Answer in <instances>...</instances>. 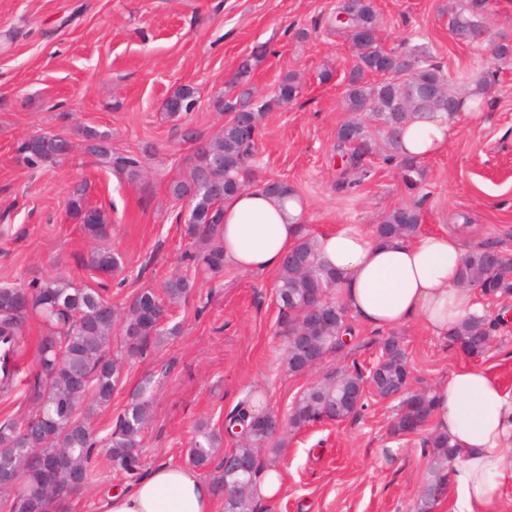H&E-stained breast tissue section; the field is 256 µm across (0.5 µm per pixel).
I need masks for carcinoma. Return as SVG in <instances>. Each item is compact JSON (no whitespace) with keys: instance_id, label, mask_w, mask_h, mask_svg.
<instances>
[{"instance_id":"cac0c4a2","label":"carcinoma","mask_w":512,"mask_h":512,"mask_svg":"<svg viewBox=\"0 0 512 512\" xmlns=\"http://www.w3.org/2000/svg\"><path fill=\"white\" fill-rule=\"evenodd\" d=\"M496 7V0H458L448 19L449 31L455 34L485 26ZM327 23L351 43L355 56L342 100L344 110L353 117L344 121L336 133V156L340 159L336 191L347 194L370 179L372 158L376 156L397 168L407 189H417L424 170L421 163L401 155V130L424 112L444 111L446 100L458 103L456 91H451L445 100L428 93L444 74L427 47L411 40L388 51L381 46L374 0H342ZM489 52L497 62H512V41H495ZM264 56L265 49L257 46L242 61L229 80L224 97L216 101L217 107L228 114L224 126L209 137L191 133L194 151L179 177L168 184L173 200L188 203L184 234L191 249L185 252L184 260L212 275L224 271L223 214L209 184L219 183L224 198L246 187L272 195L288 190V184L281 181L255 183L249 168L265 112L272 104L290 102L299 93L292 73L279 82L272 99L260 105L255 102L249 81ZM495 77L496 71L485 69L484 59L479 56L473 64L456 70L448 82L451 87L467 89L475 85L485 91ZM169 98L183 105L181 113L166 111L171 118L190 112L196 102L195 91L189 86L177 88ZM84 140V151L102 169L130 179L142 173V159L129 152L112 151L106 136L88 131ZM72 148L70 140L52 135L33 148L24 141L18 152H29L28 165L35 168L70 156ZM86 191L83 184L73 189L69 214L90 238L103 241L109 237L110 224L104 211L87 203ZM421 223L416 206H402L386 212L375 230L382 238L412 236L419 232ZM88 266L110 277L121 268L120 257L102 246L91 252ZM334 281L335 275L318 261L315 235L305 233L285 259L276 284L281 302L280 330L292 337L288 343V367L294 373H305L327 354L340 350L343 344L339 337L355 338L356 329L344 308L331 297ZM460 281L486 296L511 295L512 258L503 256L494 246L471 251L464 259ZM194 288L196 278L190 274L171 277L165 281L164 295L144 288L128 308L120 310L97 289L79 286L63 276L0 287V341L12 352L22 353L28 318L35 317L44 326L36 360L32 411L18 422L0 426V464L10 468L19 485L12 505L16 512H68L69 506L48 495L29 493L44 480L37 469V458L64 451V463L54 472L52 481L75 483L81 489L88 486L98 440L93 438L87 418L75 414L76 407L83 405L89 413L112 400L123 379L125 360L147 354L162 337L176 333L177 327L167 324L168 308L186 300ZM116 334L123 336L124 353L114 357L111 349ZM450 342L472 357L481 356L491 347L490 323L484 317H471L457 327ZM383 348L386 356L372 386L384 398L403 395L392 431L406 435L427 425L433 412L432 399L425 391L405 393L409 381L405 351L393 339L385 341ZM153 384L151 377L141 381L131 402L117 415L103 445L110 464L128 475L141 468L138 448L149 417L144 395ZM364 389L361 372L343 370L308 388L294 405L292 420L305 424L323 416L336 421L346 419L363 408L360 400ZM271 415L273 412L266 407L248 408L229 417L225 424L231 436L236 435V425L243 426L245 439L229 455L246 463L247 468H230L220 460L214 489L222 495L224 485L232 486V493L224 499V512H255L253 488L261 468L260 452L278 447L270 442L267 432V417ZM221 443L220 433L200 423L189 449L190 462L200 469L209 467ZM427 447L431 448L432 479L424 487L421 512H431L438 505L439 498L432 489L447 487L442 471L454 457L446 437L430 436Z\"/></svg>"}]
</instances>
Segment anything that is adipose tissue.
I'll use <instances>...</instances> for the list:
<instances>
[{
  "mask_svg": "<svg viewBox=\"0 0 512 512\" xmlns=\"http://www.w3.org/2000/svg\"><path fill=\"white\" fill-rule=\"evenodd\" d=\"M472 118L464 106L409 123L401 135L404 155L424 161L443 153L459 123ZM223 214L224 263L244 273L280 271L307 230L306 206L292 194L245 190L225 199ZM316 244L336 274L343 306L374 331L422 323L444 339L465 318L483 313L473 290L458 285L465 247L456 234L422 231L389 241L373 227L340 224L318 234ZM431 394L435 431L458 452L452 512H490L512 483V394L469 364L456 367ZM101 512H215V492L195 471L160 464L106 495Z\"/></svg>",
  "mask_w": 512,
  "mask_h": 512,
  "instance_id": "1",
  "label": "adipose tissue"
}]
</instances>
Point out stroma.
<instances>
[{
	"label": "stroma",
	"mask_w": 512,
	"mask_h": 512,
	"mask_svg": "<svg viewBox=\"0 0 512 512\" xmlns=\"http://www.w3.org/2000/svg\"><path fill=\"white\" fill-rule=\"evenodd\" d=\"M455 0H376L386 47L411 37L429 46L444 73L467 66L477 51L452 38L448 13ZM338 0H0V285L55 275L80 285L97 276L86 266L98 241L70 218L76 184L112 222L109 247L122 268L107 279L114 305H128L144 288L186 270L189 241L167 193L192 147L181 136L191 126L209 136L224 114L215 99L252 49L266 45L252 72L258 100L273 97L281 79L296 74L300 93L262 119L251 167L259 180H281L307 203V228L319 233L338 224H376L388 210L418 201L422 226L457 232L466 246L492 244L512 257V68L487 90V118L464 123L439 157L424 161L421 190L405 188L395 167L378 165L351 198L337 193L336 132L348 119L342 106L345 76L354 62L345 38L330 33L326 17ZM333 77L321 82L319 74ZM190 86L197 105L187 116L166 117L162 103ZM107 135L114 151L144 160L138 180L101 169L83 151V129ZM41 133L69 138L70 158L38 168L24 165L20 143ZM276 278L225 267L219 278L198 275L185 303L172 310L177 335L124 367L111 402L90 419L105 437L144 376L159 375L151 417L141 439L144 468L187 465L199 422L221 430L251 394H262L281 418L310 386L358 363L370 370L386 338L402 345L411 388L429 389L467 361L490 371L512 393V297H484L494 340L471 359L423 325L373 333L360 329L352 353H331L304 374L287 365L278 330ZM28 346L13 393L0 396V424L32 409V361L42 326L29 320ZM397 400L369 394L365 406L341 421L285 426L278 454L265 463L285 468L286 490L256 512H418L429 477V431H390ZM96 474L70 512H97L100 498L128 484L104 454Z\"/></svg>",
	"instance_id": "obj_1"
}]
</instances>
